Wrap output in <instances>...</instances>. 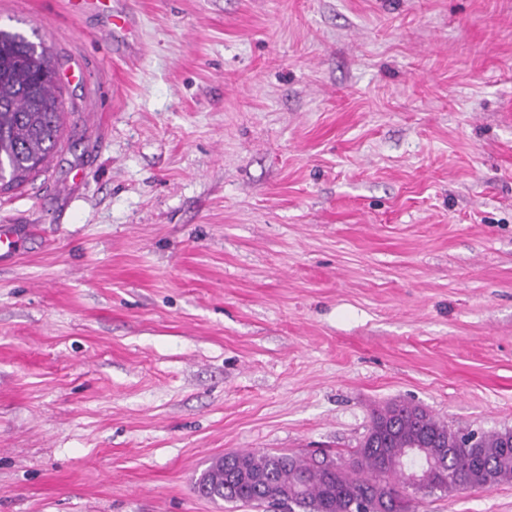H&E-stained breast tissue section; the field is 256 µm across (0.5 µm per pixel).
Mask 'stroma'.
<instances>
[{
  "label": "stroma",
  "instance_id": "obj_1",
  "mask_svg": "<svg viewBox=\"0 0 512 512\" xmlns=\"http://www.w3.org/2000/svg\"><path fill=\"white\" fill-rule=\"evenodd\" d=\"M137 23L111 26L113 9ZM64 113L0 191V512H252L217 457L512 428V0H0ZM419 512H512V483Z\"/></svg>",
  "mask_w": 512,
  "mask_h": 512
}]
</instances>
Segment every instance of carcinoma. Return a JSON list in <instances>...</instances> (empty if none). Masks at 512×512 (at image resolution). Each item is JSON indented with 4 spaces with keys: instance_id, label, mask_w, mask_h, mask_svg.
<instances>
[{
    "instance_id": "obj_1",
    "label": "carcinoma",
    "mask_w": 512,
    "mask_h": 512,
    "mask_svg": "<svg viewBox=\"0 0 512 512\" xmlns=\"http://www.w3.org/2000/svg\"><path fill=\"white\" fill-rule=\"evenodd\" d=\"M63 101L57 68L41 42L0 28V191L44 169L56 149ZM349 458L277 452L227 453L198 478L205 497L254 508L290 502L288 512H418V494L451 495L512 481V429L478 436L425 410L392 403L376 411Z\"/></svg>"
}]
</instances>
